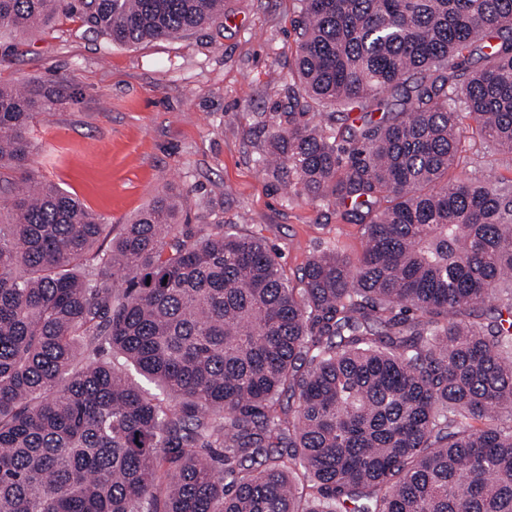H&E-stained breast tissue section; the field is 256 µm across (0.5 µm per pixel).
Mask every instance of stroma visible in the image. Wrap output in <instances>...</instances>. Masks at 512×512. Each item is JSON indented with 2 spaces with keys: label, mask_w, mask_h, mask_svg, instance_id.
<instances>
[{
  "label": "stroma",
  "mask_w": 512,
  "mask_h": 512,
  "mask_svg": "<svg viewBox=\"0 0 512 512\" xmlns=\"http://www.w3.org/2000/svg\"><path fill=\"white\" fill-rule=\"evenodd\" d=\"M296 17V0H224L222 26L178 40L112 44L65 15L0 35V84L52 103L28 131L38 181L112 225L159 192L181 194L188 224L263 238L294 283L323 250L356 256L362 227L342 207L310 201L255 161L260 114L284 107L297 81ZM455 173L510 180L512 157L468 137Z\"/></svg>",
  "instance_id": "stroma-1"
}]
</instances>
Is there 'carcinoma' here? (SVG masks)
<instances>
[{
  "label": "carcinoma",
  "instance_id": "1",
  "mask_svg": "<svg viewBox=\"0 0 512 512\" xmlns=\"http://www.w3.org/2000/svg\"><path fill=\"white\" fill-rule=\"evenodd\" d=\"M297 2L257 162L364 239L298 285L177 194L114 234L30 189L34 103L0 87V512H512V184L452 174L465 116L512 154V0ZM60 13L134 46L224 0H0V31Z\"/></svg>",
  "mask_w": 512,
  "mask_h": 512
}]
</instances>
